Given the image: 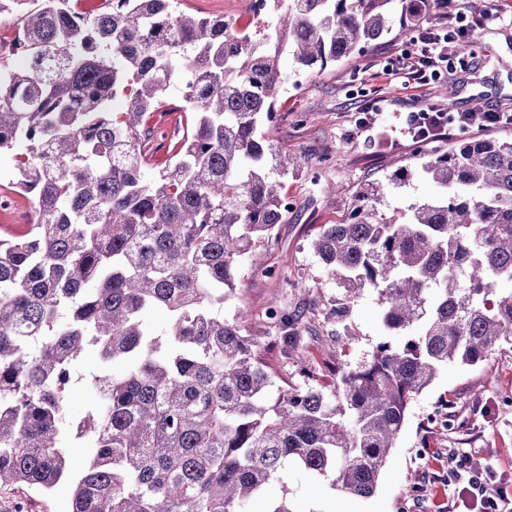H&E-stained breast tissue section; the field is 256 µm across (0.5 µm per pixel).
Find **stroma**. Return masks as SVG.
Here are the masks:
<instances>
[{"mask_svg":"<svg viewBox=\"0 0 512 512\" xmlns=\"http://www.w3.org/2000/svg\"><path fill=\"white\" fill-rule=\"evenodd\" d=\"M180 8L196 16L221 15L258 26L250 0H180ZM512 0H492L494 19L472 39L475 67L448 72L423 91L403 89L389 76L370 75L407 48L410 38L392 22L388 35L318 75L294 72L289 57L281 65L288 84L275 105L277 119L264 132L295 161L294 170L278 177V190L288 203L282 224L268 241L243 259L236 292L224 302L225 318L246 308V333L260 341L278 377L292 384L333 389L339 368L357 367L370 359L376 345L393 341L381 323L373 289L350 300L338 277L327 273L313 249L323 225L343 223L368 182L384 180L395 166L417 164L448 141L414 145L401 140L379 144L377 128L356 131L361 106L389 99L409 112L431 102L450 103L452 111L475 107L512 113ZM12 169L0 163V238L21 237L33 222L30 194L10 189ZM283 309L302 313L306 329L296 348L285 349L268 314ZM468 454L476 469L492 468L512 478V347L503 346L475 365L449 364L433 384L411 402L403 429L372 496L345 494L331 478L312 479L291 469L268 490L288 495L296 512H448L455 500L448 483V457ZM68 483L42 494L27 488H0V512H15L27 502L28 512H65Z\"/></svg>","mask_w":512,"mask_h":512,"instance_id":"obj_1","label":"stroma"}]
</instances>
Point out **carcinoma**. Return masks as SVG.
I'll list each match as a JSON object with an SVG mask.
<instances>
[{"label":"carcinoma","mask_w":512,"mask_h":512,"mask_svg":"<svg viewBox=\"0 0 512 512\" xmlns=\"http://www.w3.org/2000/svg\"><path fill=\"white\" fill-rule=\"evenodd\" d=\"M442 0H254L258 32L195 17L178 0H0L20 17L21 60L0 61V157L33 195L31 230L0 239V487L51 491L68 448H87L68 512H249L293 464L370 496L411 400L448 363L512 342V141L468 139L363 186L343 224L314 242L354 299L377 292L382 342L333 390L278 385L224 319L241 261L288 204L270 179L288 154L260 131L296 69L324 71ZM190 113L170 163L147 172L153 112ZM436 193L406 221L378 216L391 188ZM167 315L163 324L152 314ZM291 345L295 313H273ZM95 355L87 373L80 360ZM91 397L74 421L70 388ZM264 512H295L287 495Z\"/></svg>","instance_id":"cac0c4a2"}]
</instances>
